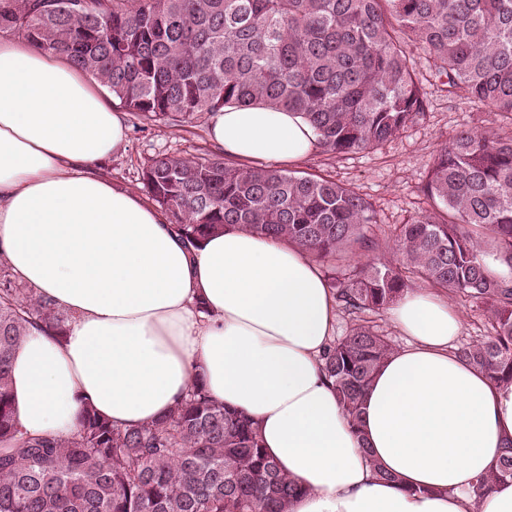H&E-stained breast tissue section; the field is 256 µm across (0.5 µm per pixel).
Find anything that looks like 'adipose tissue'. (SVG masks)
<instances>
[{
    "label": "adipose tissue",
    "instance_id": "ef3b65f1",
    "mask_svg": "<svg viewBox=\"0 0 512 512\" xmlns=\"http://www.w3.org/2000/svg\"><path fill=\"white\" fill-rule=\"evenodd\" d=\"M208 137L241 161H296L316 142L299 114L263 106L211 114ZM125 140L123 115L70 60L0 40V256L72 316L63 338L33 328L13 353L26 432L68 436L86 403L144 425L200 378L304 487L290 512H512V483L475 492L512 446V385L458 357L447 295L395 301L408 343L352 427L322 369L337 301L308 254L237 228L185 244L161 209L94 174Z\"/></svg>",
    "mask_w": 512,
    "mask_h": 512
}]
</instances>
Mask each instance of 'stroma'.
<instances>
[{
  "label": "stroma",
  "mask_w": 512,
  "mask_h": 512,
  "mask_svg": "<svg viewBox=\"0 0 512 512\" xmlns=\"http://www.w3.org/2000/svg\"><path fill=\"white\" fill-rule=\"evenodd\" d=\"M414 64L422 82L426 112L416 122L383 145L336 158L310 154L297 162L275 161L278 169L297 174L321 175L356 189L376 211V221L367 233L379 242L373 252H360L354 263L373 258L397 261L399 254L384 232L424 212L429 201L423 193L428 170L441 144L458 130L497 127L503 119L468 99L448 96L444 86L430 75L422 57ZM127 139L123 148L98 166L99 175L136 193H143L140 174L144 163L157 153L194 159L204 156L211 145L206 120L179 126L158 127L126 114Z\"/></svg>",
  "instance_id": "obj_1"
}]
</instances>
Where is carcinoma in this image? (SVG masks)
I'll return each instance as SVG.
<instances>
[{"label": "carcinoma", "instance_id": "obj_1", "mask_svg": "<svg viewBox=\"0 0 512 512\" xmlns=\"http://www.w3.org/2000/svg\"><path fill=\"white\" fill-rule=\"evenodd\" d=\"M66 56L119 105L155 126L226 106L301 115L331 157L374 148L425 112L411 64L420 49L451 96L509 120L458 131L437 150L427 214L396 226L400 254L332 277L348 333L324 370L354 427L363 394L394 350L359 317L416 282L486 305L487 335L457 355L512 384V0H0V35ZM151 199L195 245L229 227L290 242L312 259L373 244L369 202L351 187L220 153L158 154L142 170ZM72 317L0 259V512H290L305 489L266 453L252 418L194 381L162 418L115 426L84 404L67 437L22 430L10 359L27 331L61 337ZM512 482V449L477 490Z\"/></svg>", "mask_w": 512, "mask_h": 512}]
</instances>
